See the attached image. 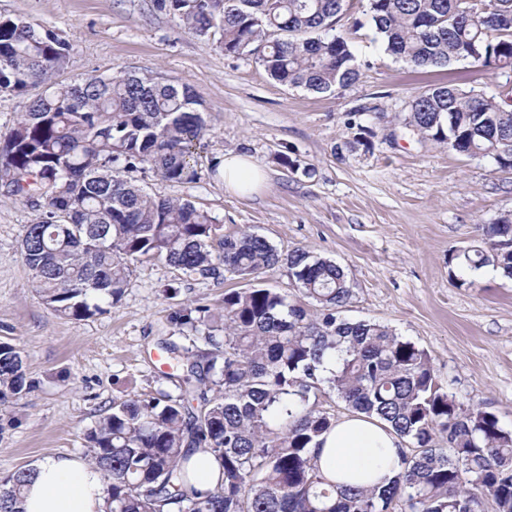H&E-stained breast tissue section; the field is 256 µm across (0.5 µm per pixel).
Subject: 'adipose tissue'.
<instances>
[{
	"mask_svg": "<svg viewBox=\"0 0 512 512\" xmlns=\"http://www.w3.org/2000/svg\"><path fill=\"white\" fill-rule=\"evenodd\" d=\"M218 172L226 190L242 196L258 193L266 173L250 156L226 154ZM400 440L376 419L353 414L337 420L312 454L331 482L381 486L400 471ZM24 512H105L101 476L96 467L74 456L54 457L35 466L23 489Z\"/></svg>",
	"mask_w": 512,
	"mask_h": 512,
	"instance_id": "ef3b65f1",
	"label": "adipose tissue"
}]
</instances>
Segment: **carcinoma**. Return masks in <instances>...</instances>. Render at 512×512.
I'll return each instance as SVG.
<instances>
[{
	"label": "carcinoma",
	"instance_id": "cac0c4a2",
	"mask_svg": "<svg viewBox=\"0 0 512 512\" xmlns=\"http://www.w3.org/2000/svg\"><path fill=\"white\" fill-rule=\"evenodd\" d=\"M195 37L219 32L224 53L250 54L274 81L316 93L346 88L360 68L346 0H156ZM384 51L409 68L466 60L512 69V0H367ZM72 46L22 16L0 17V92L45 88L0 142V184L40 209L22 254L55 313L91 317L118 303L132 266L158 259L188 276L256 280L284 266L311 308L256 287L224 294L223 339L209 334L205 363L188 364L187 389L112 404L86 438L106 512H512V432L497 416L448 393L427 352L368 320L340 312L352 299L344 269L303 248L280 252L224 225L188 199L154 196L130 176L148 169L197 177L195 146L208 127L187 85L133 73L60 84ZM408 125L470 157L512 169V96L457 80L410 103ZM484 246L455 258L492 263L512 278V216L482 227ZM31 389L16 346L0 342V403ZM332 393L400 438V473L386 486L329 482L311 449L336 419ZM198 402L194 412L191 402ZM186 448H208L222 473L205 492L190 483ZM31 469L0 481V512H22Z\"/></svg>",
	"mask_w": 512,
	"mask_h": 512
}]
</instances>
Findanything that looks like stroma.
<instances>
[{"label":"stroma","instance_id":"1","mask_svg":"<svg viewBox=\"0 0 512 512\" xmlns=\"http://www.w3.org/2000/svg\"><path fill=\"white\" fill-rule=\"evenodd\" d=\"M72 45L55 79L131 72L186 84L209 131L190 182L138 174L150 194L191 200L232 234L249 229L278 250L334 260L353 292L344 318L370 320L426 350L450 394L512 431V278L455 255L481 245V227L512 214V170L422 139L406 123L415 95L469 72L497 93L512 71L458 62L412 70L374 39L361 6L350 19L361 76L318 94L268 78L255 57L183 30L155 0H0ZM245 153L268 180L252 197L224 189L215 159ZM38 211L0 188V342L16 345L31 385L0 405V479L58 456L83 457L86 436L113 403L184 390L188 358L209 346L210 321L181 325L188 304L219 311L249 281L188 276L162 261L135 264L120 303L83 320L57 315L37 293L21 240Z\"/></svg>","mask_w":512,"mask_h":512}]
</instances>
